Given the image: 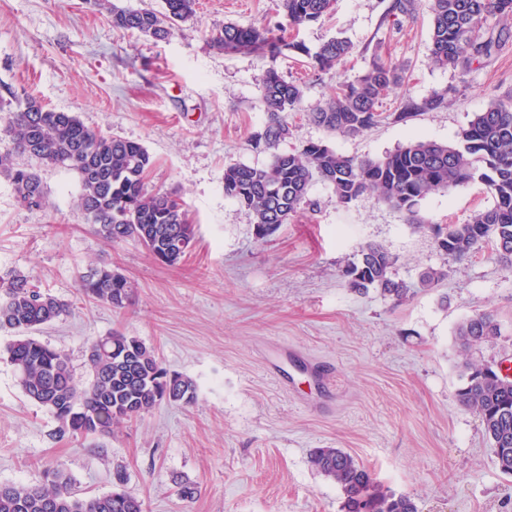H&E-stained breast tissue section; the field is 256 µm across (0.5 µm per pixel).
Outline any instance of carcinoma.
<instances>
[{
  "label": "carcinoma",
  "instance_id": "cac0c4a2",
  "mask_svg": "<svg viewBox=\"0 0 512 512\" xmlns=\"http://www.w3.org/2000/svg\"><path fill=\"white\" fill-rule=\"evenodd\" d=\"M334 0H280L289 28L318 21ZM116 29L154 39H166L194 20L196 0H164V11L119 7L97 0ZM431 18L432 62L442 68L468 69L492 56L508 39V29L484 35L488 18L512 16V0H425ZM285 29L241 27L226 23L211 30L210 47L224 52L255 53L268 59L261 75L262 103L268 115L256 143L276 147L288 136L285 114L299 107L303 89L286 81L275 66L285 50L304 47L285 39ZM344 38L324 42L310 55L321 71L335 67L353 52ZM403 82L402 68L375 47L365 72L355 81L339 83L330 99L311 113L315 123L343 136L355 137L376 122L379 100ZM8 127L16 153H0V177L13 186L17 200L28 209L46 205V190L33 166L16 162L26 155L47 167L76 172L79 206L93 232L108 243L133 240L156 259L175 266L195 243V225L181 198L171 192L149 193L145 179L152 166L147 149L120 137L95 132L77 116L47 108L31 94L16 100ZM315 180L330 186L339 203L364 194L405 214L420 231L444 236L437 249L463 259L485 246L512 271V102L495 100L461 128L453 143L411 140L379 158H357L323 142H309L293 152H275L262 166L238 164L224 170V195L249 211L256 236L263 239L288 223ZM480 181L493 205L474 212L463 224H424L418 207L429 195L452 192ZM393 258L382 247L366 245L344 271L348 287L365 294L374 289L393 304L402 303L411 288L392 279ZM78 293L115 309L132 301L131 283L110 264L88 267L78 277ZM73 303L43 292L21 271L0 274V330L14 332L6 346L24 395L46 408L56 420L51 437L109 436L113 428L138 418L161 403L189 405L196 383L163 367L155 350L121 332L97 337L86 346L89 379L79 380L63 352L42 343L33 332L69 314ZM500 335L491 313L461 322L456 328L462 345L479 346ZM460 405L478 414L494 450L496 464L512 474V379L476 363L464 365V383L457 390ZM310 463L344 492L345 512H418L407 495L381 490L355 458L339 448H315ZM118 489L82 496L70 477L49 468L37 483H0V512H144L143 503L122 489L125 477H114Z\"/></svg>",
  "mask_w": 512,
  "mask_h": 512
}]
</instances>
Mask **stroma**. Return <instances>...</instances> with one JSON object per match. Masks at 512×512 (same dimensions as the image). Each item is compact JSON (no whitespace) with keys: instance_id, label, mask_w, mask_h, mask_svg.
I'll return each instance as SVG.
<instances>
[{"instance_id":"obj_1","label":"stroma","mask_w":512,"mask_h":512,"mask_svg":"<svg viewBox=\"0 0 512 512\" xmlns=\"http://www.w3.org/2000/svg\"><path fill=\"white\" fill-rule=\"evenodd\" d=\"M391 2L336 0L330 15L288 31L298 47L277 67L302 84L303 101L286 116L279 151L322 141L377 158L414 136L448 143L491 100L512 97V40L470 72L441 68L430 59L425 8L390 22ZM227 22L263 28L286 19L277 0H198L194 22L154 40L114 29L88 0H0V152L13 148L5 129L16 95L30 93L91 130L143 145L154 160L148 190L177 192L196 226L175 266L132 240L105 244L78 207L77 174L44 168L40 210L19 205L0 180V270H21L73 301L71 314L37 336L62 350L77 376L86 374L87 338L119 331L197 385L193 404L163 403L111 436L57 442L52 415L0 362V483L39 481L60 463L89 495L110 492L113 471L125 470L145 512H344L342 490L309 462L311 449L332 447L419 512H512V476L499 470L479 416L456 397L465 360H512V272L488 246L447 258L401 212L371 195L341 204L319 181L289 223L256 237L250 213L224 195V171L271 157L255 142L267 120L266 61L210 49L207 34ZM334 37L350 40L353 53L315 71L310 52ZM377 45L405 69L380 100L378 123L356 137L315 124L311 112L363 73ZM408 99L420 110L395 121ZM491 203L475 181L430 195L419 216L462 223ZM368 244L392 256L393 279L414 287L400 305L347 287L342 270ZM103 263L131 283L127 308L80 300L79 272ZM430 268L448 275L420 288ZM484 312L500 336L461 353L457 325ZM185 479L200 489L194 500L177 495Z\"/></svg>"}]
</instances>
